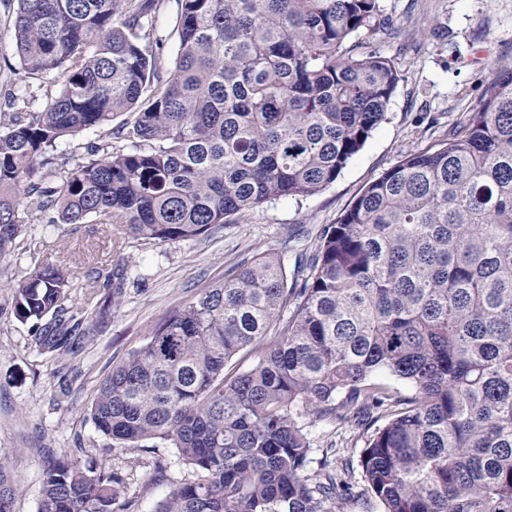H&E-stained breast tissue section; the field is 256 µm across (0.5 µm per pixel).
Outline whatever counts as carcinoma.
Returning <instances> with one entry per match:
<instances>
[{
  "label": "carcinoma",
  "mask_w": 512,
  "mask_h": 512,
  "mask_svg": "<svg viewBox=\"0 0 512 512\" xmlns=\"http://www.w3.org/2000/svg\"><path fill=\"white\" fill-rule=\"evenodd\" d=\"M16 2L24 74L62 89L0 114V258L45 213L165 243L313 196L401 79L371 46L401 32L380 0H178L165 72L161 0ZM124 112L122 147L75 165L57 154ZM289 249L205 289L99 385L98 432L169 441L198 473L156 512H512V67L492 70L447 140L407 152L324 225L291 275ZM71 288L53 263L14 286L20 320L50 317L44 353L77 344ZM249 347L258 363L229 369ZM307 420L355 426L360 474L326 455L309 473ZM13 498L0 474V512ZM117 498L103 468L44 469L40 512H114ZM178 4L176 0H163L156 25L158 60L164 69H168L176 55L179 41L176 31Z\"/></svg>",
  "instance_id": "obj_1"
}]
</instances>
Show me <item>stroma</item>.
<instances>
[{"mask_svg": "<svg viewBox=\"0 0 512 512\" xmlns=\"http://www.w3.org/2000/svg\"><path fill=\"white\" fill-rule=\"evenodd\" d=\"M401 28L396 39L376 38L401 74L387 119L335 183L302 202L266 203L248 216L188 240L156 243L133 238L109 224H34L10 255L0 258V470L16 495L12 512H39L41 476L48 461L105 466L119 479L117 512H156L195 471L176 448L156 440L123 448L94 427L89 407L113 367L139 348L173 311L216 282L243 259L279 250L285 239L314 249L318 231L336 223L360 189L410 150L447 137L462 112L479 99L491 70L512 65V0H382ZM15 0H0V113L10 94L37 101L57 95L60 81L25 77L11 28ZM177 0H162L157 19L158 60L170 67L179 45ZM82 132L58 150L72 162L88 159L90 146L121 147L115 129L132 121ZM67 266L73 287L68 307L91 321L76 349L62 356L40 352L32 322L18 320L12 288L38 265ZM315 453L340 448L358 462L351 424L319 421L308 427Z\"/></svg>", "mask_w": 512, "mask_h": 512, "instance_id": "obj_1", "label": "stroma"}]
</instances>
